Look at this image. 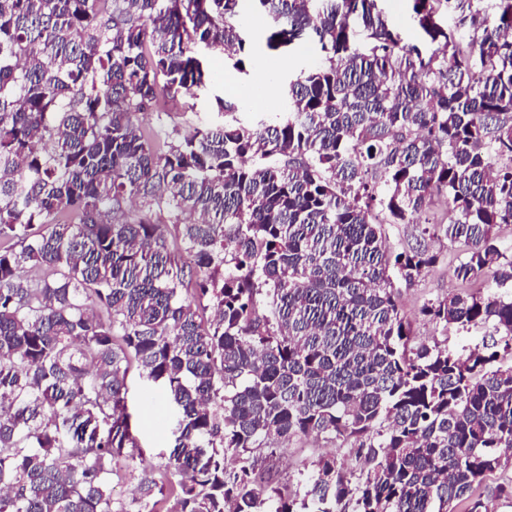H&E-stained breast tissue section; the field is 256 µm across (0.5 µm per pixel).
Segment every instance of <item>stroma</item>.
<instances>
[{
	"mask_svg": "<svg viewBox=\"0 0 512 512\" xmlns=\"http://www.w3.org/2000/svg\"><path fill=\"white\" fill-rule=\"evenodd\" d=\"M271 24L267 16L255 14L249 17L246 29L250 36L252 58L246 63L242 73L227 75L221 55H213L208 60L211 83L197 101L196 109L200 117L212 116L216 98L236 100L239 92L251 84L256 75L264 70L267 59L264 55V37ZM422 227L418 224H388L384 227L389 244L398 250L426 242L430 251L437 253L438 262L426 269L412 287L397 285L396 301L402 314L409 321L416 341L451 349L472 346L481 339L480 332L468 334L444 329L443 325L424 316L421 308L428 300L467 291V284L457 280L453 268L460 257V247L441 236L422 237ZM127 404L138 415V441L140 452L134 459L120 462L116 475L112 477L113 494L120 499H130L141 483L160 480L164 466L173 446L169 413L158 401H146L145 385L137 373H130L127 379ZM334 454L343 460L346 468L355 465L349 445L336 439L321 436L294 437L285 442L283 449L267 456L265 465L270 469L282 494L289 495L299 490L305 474L321 457Z\"/></svg>",
	"mask_w": 512,
	"mask_h": 512,
	"instance_id": "obj_1",
	"label": "stroma"
}]
</instances>
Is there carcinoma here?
Here are the masks:
<instances>
[{
	"instance_id": "obj_1",
	"label": "carcinoma",
	"mask_w": 512,
	"mask_h": 512,
	"mask_svg": "<svg viewBox=\"0 0 512 512\" xmlns=\"http://www.w3.org/2000/svg\"><path fill=\"white\" fill-rule=\"evenodd\" d=\"M424 55L379 0H0V512H487L512 502V0H469L463 43L408 0ZM307 33L288 117L204 121L208 53L245 71ZM158 127L142 131L139 115ZM448 199L452 294L422 312L482 330L412 344L394 283L438 255L382 229ZM180 244H169V227ZM269 299L259 312L257 296ZM212 317L198 321L197 303ZM175 417L168 478L130 502V370ZM353 441L283 498L257 450Z\"/></svg>"
}]
</instances>
